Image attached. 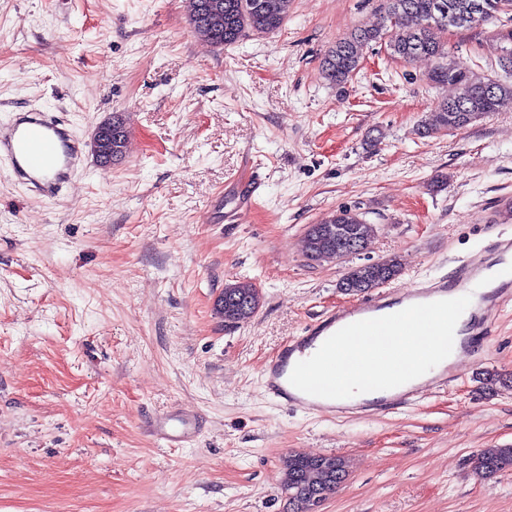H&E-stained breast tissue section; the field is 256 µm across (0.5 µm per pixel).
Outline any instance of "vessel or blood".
<instances>
[{"label": "vessel or blood", "instance_id": "1", "mask_svg": "<svg viewBox=\"0 0 512 512\" xmlns=\"http://www.w3.org/2000/svg\"><path fill=\"white\" fill-rule=\"evenodd\" d=\"M0 158L9 162L18 181L37 195L53 199L67 187L72 173L83 161V153L79 143L52 114L35 111L19 115L8 125H0ZM464 295L471 298L475 319L465 336L455 337L452 355L433 376V383L453 380L460 357L486 344L489 322L496 309L502 301L512 298V238L493 239L489 252L460 260L449 278L394 295L379 293L330 311L310 325L304 335L289 340L266 363L265 383L280 401L310 412H389L414 395L420 388L419 383L410 381L383 391L378 398L351 404L303 393L290 384V374L296 363L308 359L319 337L331 336L360 320L384 316L387 309L395 305L404 309Z\"/></svg>", "mask_w": 512, "mask_h": 512}]
</instances>
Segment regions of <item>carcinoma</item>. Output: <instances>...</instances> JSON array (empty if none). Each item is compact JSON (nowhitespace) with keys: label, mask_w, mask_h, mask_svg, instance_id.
Returning <instances> with one entry per match:
<instances>
[{"label":"carcinoma","mask_w":512,"mask_h":512,"mask_svg":"<svg viewBox=\"0 0 512 512\" xmlns=\"http://www.w3.org/2000/svg\"><path fill=\"white\" fill-rule=\"evenodd\" d=\"M188 13L195 32L215 47L224 48L238 42L248 32L269 33L288 19L292 0H187ZM512 0H385L379 25L359 28L336 42L323 61L327 77L342 88L360 65L366 48L386 44L391 56L411 61L427 57L437 60L430 73L436 84L451 85L457 94L439 102L422 121L421 134L432 136L445 130L461 129L480 117L498 110L512 99V83L479 76L448 60V45L442 34L450 28L477 27L476 17L488 23ZM344 224L345 239L324 236L317 240L321 248L332 247L338 253L358 254L375 236L376 226L358 213L341 208L328 220ZM398 273L393 260H381L355 266L339 283L349 294L375 288ZM260 306V294L249 283L234 282L224 286L218 304L224 321L239 323L253 316ZM475 469L491 478L512 469V446L486 448L477 454ZM347 476L343 461L292 454L288 457L284 479L287 512H310V492L322 496L333 493Z\"/></svg>","instance_id":"cac0c4a2"}]
</instances>
